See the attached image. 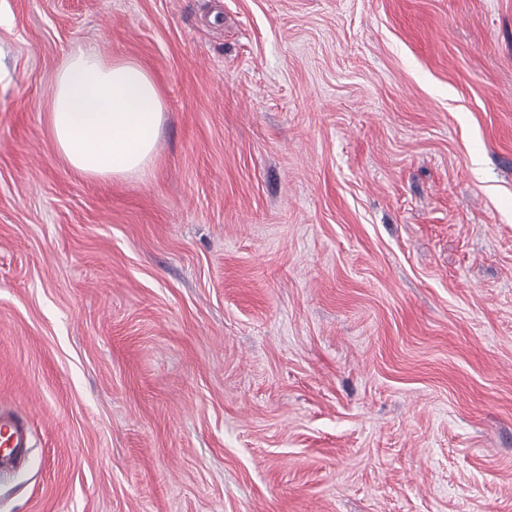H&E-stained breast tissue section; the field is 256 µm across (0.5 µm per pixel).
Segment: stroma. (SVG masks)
I'll use <instances>...</instances> for the list:
<instances>
[{"mask_svg":"<svg viewBox=\"0 0 512 512\" xmlns=\"http://www.w3.org/2000/svg\"><path fill=\"white\" fill-rule=\"evenodd\" d=\"M140 64V173L46 122ZM0 512H512V0H0ZM163 116L159 89L139 64L107 60L84 45L56 73L47 123L74 172L106 179L139 172L151 161ZM30 443L28 422L14 410L0 407V473L14 471Z\"/></svg>","mask_w":512,"mask_h":512,"instance_id":"stroma-1","label":"stroma"}]
</instances>
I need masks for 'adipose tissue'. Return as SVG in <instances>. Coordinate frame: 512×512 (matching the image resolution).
I'll list each match as a JSON object with an SVG mask.
<instances>
[{"label":"adipose tissue","mask_w":512,"mask_h":512,"mask_svg":"<svg viewBox=\"0 0 512 512\" xmlns=\"http://www.w3.org/2000/svg\"><path fill=\"white\" fill-rule=\"evenodd\" d=\"M163 116L160 92L139 64L105 59L84 45L56 73L47 123L74 172L106 179L139 172L151 161Z\"/></svg>","instance_id":"1"}]
</instances>
